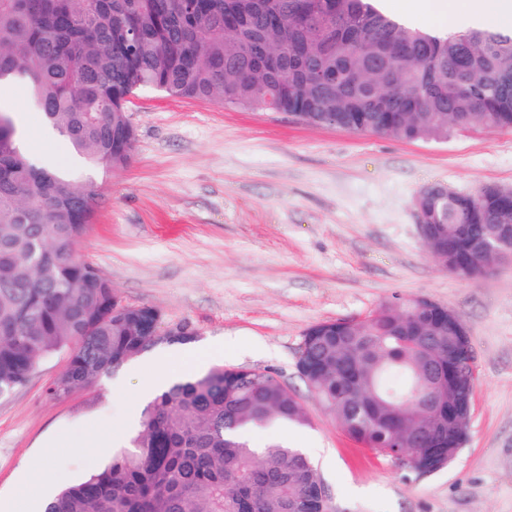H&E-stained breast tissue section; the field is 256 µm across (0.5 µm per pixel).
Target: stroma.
<instances>
[{
  "label": "stroma",
  "instance_id": "stroma-1",
  "mask_svg": "<svg viewBox=\"0 0 512 512\" xmlns=\"http://www.w3.org/2000/svg\"><path fill=\"white\" fill-rule=\"evenodd\" d=\"M127 111L136 143L123 169L106 174L50 149L99 189L80 254L121 301L156 308L162 326H188L197 346L223 342L215 364L277 375L310 418L288 436L337 512H512V262L470 280L439 269L414 211L434 184L512 189V129L475 125L405 142L154 88L136 91ZM418 296L453 309L476 352L469 439L424 476L351 440L297 369L312 325ZM66 363L63 352L45 359L0 397V512H12L24 464L44 450L61 482L92 470L100 438L121 435L152 371L51 398Z\"/></svg>",
  "mask_w": 512,
  "mask_h": 512
}]
</instances>
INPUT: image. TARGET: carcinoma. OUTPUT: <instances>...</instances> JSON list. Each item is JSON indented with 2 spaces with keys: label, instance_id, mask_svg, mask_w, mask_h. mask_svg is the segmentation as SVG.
I'll return each instance as SVG.
<instances>
[{
  "label": "carcinoma",
  "instance_id": "cac0c4a2",
  "mask_svg": "<svg viewBox=\"0 0 512 512\" xmlns=\"http://www.w3.org/2000/svg\"><path fill=\"white\" fill-rule=\"evenodd\" d=\"M0 0V81L32 90L46 126L68 150L104 172L126 167L135 138L123 121L128 97L152 87L172 97L263 111L276 91L281 112L313 124L331 116L355 131L399 140L445 138L482 124L512 128V37L466 29L424 31L385 14L375 0ZM433 221H463L459 197L433 186ZM97 195L64 170L33 164L17 129L0 135V396L23 386L45 358L65 351L52 398L91 384L151 346L156 310L112 308L116 289L80 256ZM471 206L493 217L472 224L494 242L512 223V198ZM413 318L383 303L346 336H321L306 380L346 434L384 455L424 456L405 437L428 426V366L458 368L450 324ZM435 336L410 341L409 322ZM309 424L306 410L270 371L214 366L177 381L140 411L129 444L59 491L45 512H335L318 493L314 464L275 438L261 448L244 433Z\"/></svg>",
  "mask_w": 512,
  "mask_h": 512
}]
</instances>
